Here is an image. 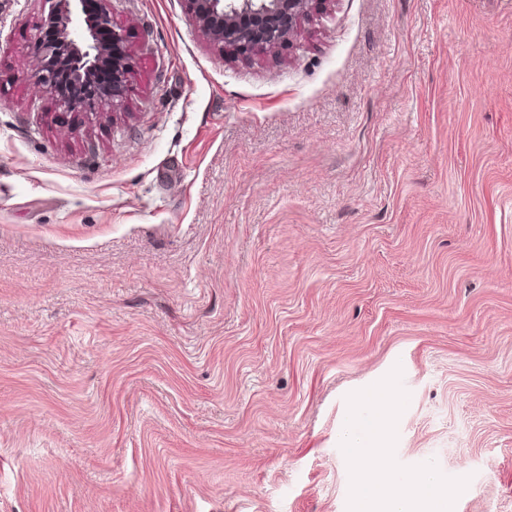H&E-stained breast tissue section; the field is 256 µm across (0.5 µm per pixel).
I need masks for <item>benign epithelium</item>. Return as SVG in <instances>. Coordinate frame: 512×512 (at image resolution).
Masks as SVG:
<instances>
[{
  "instance_id": "1",
  "label": "benign epithelium",
  "mask_w": 512,
  "mask_h": 512,
  "mask_svg": "<svg viewBox=\"0 0 512 512\" xmlns=\"http://www.w3.org/2000/svg\"><path fill=\"white\" fill-rule=\"evenodd\" d=\"M49 10L45 22L53 24L56 38L40 42L33 66L26 78L55 98L62 108V125L84 115L100 119L104 101L119 106L133 74L132 57H116L109 44L100 38L106 30L114 43L126 42L125 31L114 24L104 7L91 15L85 0H46ZM199 32L215 47L229 54H264L274 56L286 43L299 35L301 21L309 16L313 0H184ZM251 16L249 27L238 24L240 16ZM103 68L112 70V89L98 94L95 79Z\"/></svg>"
}]
</instances>
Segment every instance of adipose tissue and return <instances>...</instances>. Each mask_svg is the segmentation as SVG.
<instances>
[{"instance_id": "adipose-tissue-1", "label": "adipose tissue", "mask_w": 512, "mask_h": 512, "mask_svg": "<svg viewBox=\"0 0 512 512\" xmlns=\"http://www.w3.org/2000/svg\"><path fill=\"white\" fill-rule=\"evenodd\" d=\"M363 399L372 405V415L367 424L352 422L346 435L347 451L358 463L354 471L357 512H450V494L431 471L419 472L404 487L377 466V459L386 453L396 404L381 388L366 392Z\"/></svg>"}]
</instances>
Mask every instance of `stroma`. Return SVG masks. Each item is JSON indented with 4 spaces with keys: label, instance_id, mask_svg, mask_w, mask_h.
<instances>
[{
    "label": "stroma",
    "instance_id": "obj_1",
    "mask_svg": "<svg viewBox=\"0 0 512 512\" xmlns=\"http://www.w3.org/2000/svg\"><path fill=\"white\" fill-rule=\"evenodd\" d=\"M69 132L0 0V512H352L350 416L512 512V0H330L276 56L107 0Z\"/></svg>",
    "mask_w": 512,
    "mask_h": 512
}]
</instances>
